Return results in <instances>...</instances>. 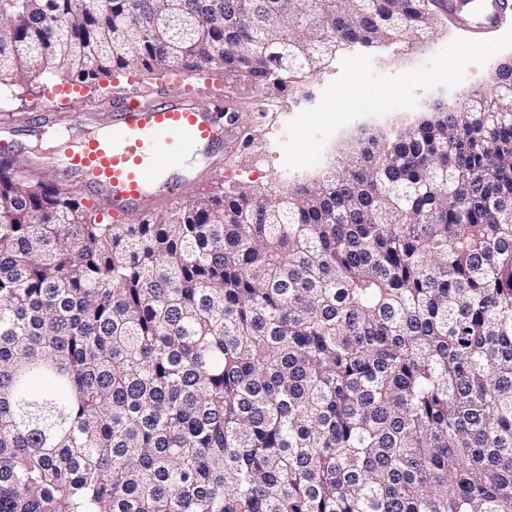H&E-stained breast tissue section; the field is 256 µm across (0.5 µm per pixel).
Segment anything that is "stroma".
Listing matches in <instances>:
<instances>
[{
    "instance_id": "1",
    "label": "stroma",
    "mask_w": 512,
    "mask_h": 512,
    "mask_svg": "<svg viewBox=\"0 0 512 512\" xmlns=\"http://www.w3.org/2000/svg\"><path fill=\"white\" fill-rule=\"evenodd\" d=\"M512 61V13L497 26L475 35L451 17L438 18L429 33L380 47L341 52L323 70L294 87L268 89L247 81L235 83V119L251 146L232 155L222 167L204 175L185 195L186 201L213 191L248 185L259 190L286 189L319 179L368 138L391 137L413 127L439 107H455L492 85L497 68ZM50 81L0 88L6 110L0 127L18 129L19 145L9 160L28 167L33 149L22 129L39 112ZM170 92L224 94L222 74L202 77L181 73L144 79L121 71L99 85H79L68 95L59 127L71 114H108L115 97L136 94L152 100L158 88Z\"/></svg>"
}]
</instances>
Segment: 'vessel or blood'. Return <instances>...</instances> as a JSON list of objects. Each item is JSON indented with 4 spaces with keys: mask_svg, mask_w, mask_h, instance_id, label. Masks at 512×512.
I'll use <instances>...</instances> for the list:
<instances>
[{
    "mask_svg": "<svg viewBox=\"0 0 512 512\" xmlns=\"http://www.w3.org/2000/svg\"><path fill=\"white\" fill-rule=\"evenodd\" d=\"M439 11L477 30L493 27L512 9V0H437ZM222 97L162 95L144 102L122 96L104 119L73 115V128L88 131L78 149L45 150L36 166L59 171L62 188L93 199L116 221L134 224L149 204L182 197L200 176L224 159L225 150H243L233 113Z\"/></svg>",
    "mask_w": 512,
    "mask_h": 512,
    "instance_id": "obj_1",
    "label": "vessel or blood"
}]
</instances>
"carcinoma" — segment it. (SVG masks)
I'll return each instance as SVG.
<instances>
[{
    "label": "carcinoma",
    "mask_w": 512,
    "mask_h": 512,
    "mask_svg": "<svg viewBox=\"0 0 512 512\" xmlns=\"http://www.w3.org/2000/svg\"><path fill=\"white\" fill-rule=\"evenodd\" d=\"M434 0H0V84L287 87ZM0 512H512V74L283 195L138 224L0 164Z\"/></svg>",
    "instance_id": "carcinoma-1"
}]
</instances>
